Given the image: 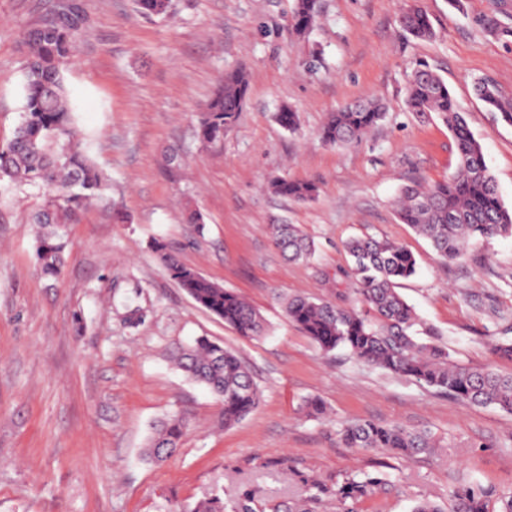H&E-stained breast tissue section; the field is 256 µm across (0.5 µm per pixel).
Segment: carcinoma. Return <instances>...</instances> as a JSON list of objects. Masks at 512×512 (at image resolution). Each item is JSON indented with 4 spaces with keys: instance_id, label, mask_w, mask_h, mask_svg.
I'll return each instance as SVG.
<instances>
[{
    "instance_id": "carcinoma-1",
    "label": "carcinoma",
    "mask_w": 512,
    "mask_h": 512,
    "mask_svg": "<svg viewBox=\"0 0 512 512\" xmlns=\"http://www.w3.org/2000/svg\"><path fill=\"white\" fill-rule=\"evenodd\" d=\"M138 11L148 17L163 16L170 0H135ZM318 17L317 0H295L293 30L306 33ZM404 29L416 39L433 38L435 31L427 12L412 0L401 16ZM80 6L63 20L46 17L25 34L28 56L23 72L24 101L21 119L12 138L0 146V185L26 190H45L43 203L33 220L41 226L35 241V258L43 275L60 276L69 249L65 225L103 197L106 176L77 137L74 111L64 82V72L73 63L76 43L85 29ZM475 91L488 109L512 125V102L501 98L486 80L475 82ZM249 92L242 72L224 76L214 96L202 110L198 134L205 143L224 137V128L235 123ZM415 114H436L453 135L458 169L447 180L425 189L404 188L397 204L399 220L429 240L436 253L448 261L466 257L477 238L512 237V209L503 203L484 156L483 146L469 130L464 113L456 106L446 82L429 66L412 70L406 99ZM385 116L373 99L348 103L329 114L321 138L333 146L362 139ZM276 121L294 131L297 113L282 107ZM272 192L305 202L315 195L309 182L277 177ZM275 245L291 261H307L314 242L296 224H272ZM358 282L359 305L339 306L295 296L285 305L288 319L325 353L337 349L375 369L406 377L463 403L493 406L512 414V374H499L491 367H472L450 359L447 349L436 343L434 332L421 326L413 307L397 291L398 281L416 272V260L402 244L372 235L356 236L344 243ZM160 262L180 288L205 311L222 319L240 335L260 337L267 325L261 313L239 293L224 288L198 270L181 263L165 246L156 247ZM176 363L191 381L203 385L222 403L224 426L231 427L259 405L260 389L239 354L206 337L178 349ZM187 429V419L173 414L154 427L144 451L145 459L161 464L173 454ZM350 448H372L403 459L428 454L440 447L427 430L355 420L341 430ZM387 484L378 472L352 476L334 487L300 474L288 506L273 512H316L315 505L334 500L339 512H356V505ZM492 492L475 484L455 489V512H490ZM266 504L245 489L224 500V489L193 504L171 500L167 512H265Z\"/></svg>"
}]
</instances>
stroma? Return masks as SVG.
Segmentation results:
<instances>
[{"mask_svg": "<svg viewBox=\"0 0 512 512\" xmlns=\"http://www.w3.org/2000/svg\"><path fill=\"white\" fill-rule=\"evenodd\" d=\"M79 2L87 32L65 79L81 143L109 179L107 200L67 225L70 250L51 282L34 258L39 194L0 191V512H165L168 500L196 502L219 487L228 500L252 488L277 503L297 471L333 485L386 473L389 490L359 512H410L424 496L450 510L462 479L492 489L498 512L512 493V415L323 353L285 303H354L343 244L376 235L413 253L417 273L398 290L451 357L512 372L491 348L512 338V237L475 241L449 263L394 206L404 186L446 179L458 165L447 126L405 107L409 75L425 62L447 82L512 207V126L473 89L485 79L512 101V35L482 23L493 16L512 28V0H465L462 13L422 0L435 28L428 40L399 24L409 0H320L303 35L291 28L294 0H171L154 18L135 0ZM56 4L0 0V145L23 105V35ZM235 71L249 80L243 111L221 142L203 143L201 109ZM365 98L385 105L384 119L358 143L322 142L329 113ZM282 105L298 113L296 131L275 121ZM275 177L317 192L307 202L277 196ZM192 210L202 223L189 222ZM273 224L299 225L314 257L288 261ZM159 244L240 293L267 335L241 336L201 309L157 260ZM128 298L140 307L135 325ZM201 336L239 351L261 388L258 408L233 426L220 400L168 360ZM310 398L325 414H305ZM176 411L188 419L177 450L145 463L152 423ZM352 419L428 430L441 446L410 461L349 448L340 429Z\"/></svg>", "mask_w": 512, "mask_h": 512, "instance_id": "1", "label": "stroma"}]
</instances>
